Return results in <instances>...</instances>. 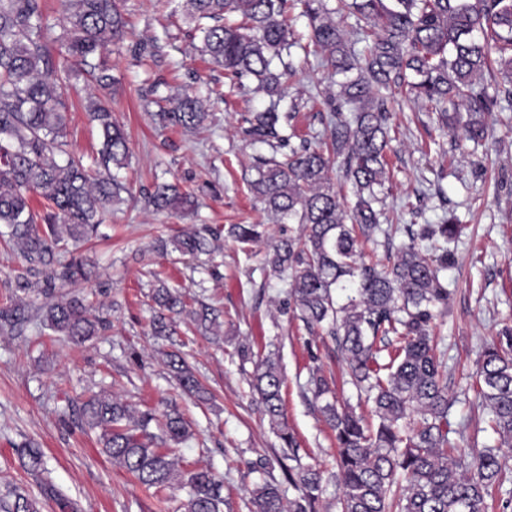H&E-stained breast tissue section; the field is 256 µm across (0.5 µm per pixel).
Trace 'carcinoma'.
I'll list each match as a JSON object with an SVG mask.
<instances>
[{
	"mask_svg": "<svg viewBox=\"0 0 512 512\" xmlns=\"http://www.w3.org/2000/svg\"><path fill=\"white\" fill-rule=\"evenodd\" d=\"M201 51L224 67L233 85L251 81L268 105L243 117V134L269 148L257 155L248 185L278 224H297L295 235H267L262 224H231L228 236L244 245L264 244L262 270L289 278L286 305L313 335L331 337L348 367L351 383L372 403L376 423L338 404L328 379L314 371L309 383L324 421L334 432L340 512H489L488 500L507 480L498 448H462L450 438L448 372L438 353L432 323L448 308L451 292L440 278L455 261L448 243L459 233L454 216L407 229L408 241L386 260L367 261L360 243L389 238L381 223L388 194L389 103L399 93L430 107L439 125L463 130L456 147L478 146L491 130L486 116L498 93L483 83L499 65L512 97V0H181ZM303 17L321 67L342 75L339 91L321 116L324 131L292 143L298 99L288 96L297 41L291 17ZM61 33H56V29ZM127 21L120 0H68L65 16L50 22L43 0H0V224L20 251L27 271L44 276L37 288L28 276L15 287L44 297L43 322L81 344L105 329L83 299L56 291L55 281L87 276L81 260L62 267L68 242L92 237L105 210L126 201L130 189L111 171L128 165L127 134L112 116L108 46L124 39ZM363 42L358 50L355 45ZM83 74L100 91L87 112L102 136L92 164L66 149L67 83ZM208 118L199 95H187L161 119L193 130ZM338 168L351 183L347 209L331 182ZM156 210L191 211L195 197L159 183L148 197ZM217 236L202 226L155 249L196 258L215 250ZM345 300L339 301V295ZM152 332L176 333L174 317L189 315L211 330L217 318L206 306L187 309L184 296L161 282L153 289ZM27 304L0 310V326L25 318ZM181 391L204 388L183 354L167 355ZM279 358L257 356L251 381L263 414L296 465L284 482L266 481L253 494L255 512H316L323 473L301 463L283 408ZM478 406L503 443L512 439V330L486 346L473 384ZM71 406L91 429L100 430L102 451L112 465L141 484L189 488L185 512H223L224 480L216 473L178 469L174 446L191 437L183 416L171 409L159 420L117 394L92 395ZM157 423L161 433L150 431ZM25 469L46 473L45 453L35 441L17 447ZM295 491L291 498L286 489ZM41 493L58 512H79L46 478ZM5 512H39L36 499L19 492Z\"/></svg>",
	"mask_w": 512,
	"mask_h": 512,
	"instance_id": "cac0c4a2",
	"label": "carcinoma"
}]
</instances>
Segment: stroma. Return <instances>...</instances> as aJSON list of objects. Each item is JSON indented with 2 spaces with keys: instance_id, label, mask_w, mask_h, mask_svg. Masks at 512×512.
Listing matches in <instances>:
<instances>
[{
  "instance_id": "1",
  "label": "stroma",
  "mask_w": 512,
  "mask_h": 512,
  "mask_svg": "<svg viewBox=\"0 0 512 512\" xmlns=\"http://www.w3.org/2000/svg\"><path fill=\"white\" fill-rule=\"evenodd\" d=\"M132 32L112 45L107 56L117 93L115 118L129 136L130 158L121 174L133 201L113 207L88 242L67 246L60 262L77 257L89 272L75 283L56 287L83 296L93 314L109 323L99 336L81 345L44 325L32 299L28 318L14 329H0V499L17 489L38 498L40 512H57L41 498L40 479L21 465L16 445L26 439L45 452L47 477L80 512H184L185 488H148L112 466L84 429L69 403L85 391L120 393L140 409L175 400L191 425L180 445L184 470L210 469L225 478L224 512H250V492L266 476L261 462L281 452V442L262 416L249 380L252 362L237 355L239 345L281 357L284 408L303 463L324 472L318 512H339L336 447L311 393L309 371L320 368L335 382L337 397L357 404L335 342L310 335L286 310L288 282L264 277L241 244L224 235L230 224H262L270 235L296 232L262 211L247 178L255 156L267 147L252 146L239 133L241 115L268 101L252 88L226 83L224 70L201 56L192 24L176 12L175 0H123ZM292 94L302 103L295 125L299 133L320 128L317 111L336 94L334 77L315 57L294 50ZM66 140L70 152L92 161L100 146L98 129L85 112L83 76L71 79ZM211 92L209 119L198 130L164 127L155 112L172 108L186 88ZM396 141L389 157L391 190L385 211L405 238L409 224H435L455 215L462 232L452 243L455 263L443 273L451 299L434 331L448 364V385L458 396L449 420L465 441L499 445L500 438L478 407L469 388L483 348L504 327H512V100L500 101L490 119L497 144L488 153L461 156L420 105L392 104ZM199 191V207L189 213L158 212L147 197L155 183ZM208 225L218 231L212 259L197 262L172 252L153 254L158 238L184 228ZM179 289L187 299L210 305L218 334H202L182 318L171 338L152 336L151 294L157 281ZM185 353L189 365L209 390L208 400L180 395L164 360L169 351Z\"/></svg>"
}]
</instances>
